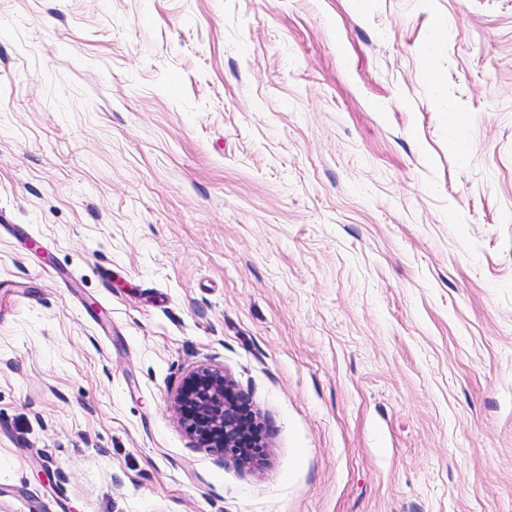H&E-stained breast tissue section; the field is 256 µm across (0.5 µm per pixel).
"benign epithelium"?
I'll use <instances>...</instances> for the list:
<instances>
[{"label":"benign epithelium","instance_id":"7a95c632","mask_svg":"<svg viewBox=\"0 0 512 512\" xmlns=\"http://www.w3.org/2000/svg\"><path fill=\"white\" fill-rule=\"evenodd\" d=\"M170 408L194 446L253 470L267 460L257 412L224 367L188 372Z\"/></svg>","mask_w":512,"mask_h":512}]
</instances>
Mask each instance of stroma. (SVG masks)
I'll return each mask as SVG.
<instances>
[{
	"label": "stroma",
	"mask_w": 512,
	"mask_h": 512,
	"mask_svg": "<svg viewBox=\"0 0 512 512\" xmlns=\"http://www.w3.org/2000/svg\"><path fill=\"white\" fill-rule=\"evenodd\" d=\"M0 512H512V0H0ZM224 367L201 365L188 372L170 408L196 448L242 469L253 470L267 460L257 412ZM251 438L247 447L245 439Z\"/></svg>",
	"instance_id": "35a3bbf8"
}]
</instances>
